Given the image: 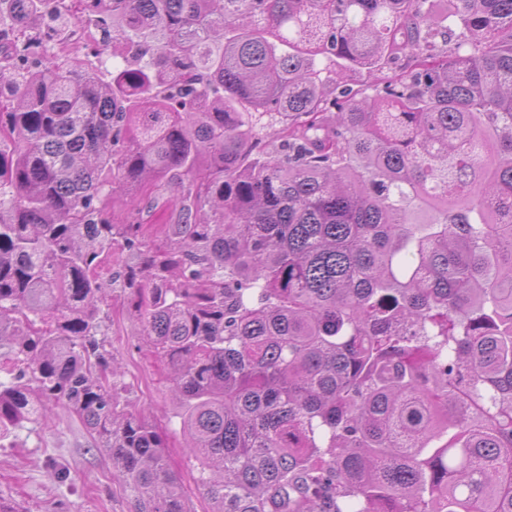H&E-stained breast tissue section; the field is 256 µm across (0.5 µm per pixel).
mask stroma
I'll list each match as a JSON object with an SVG mask.
<instances>
[{
	"label": "stroma",
	"mask_w": 512,
	"mask_h": 512,
	"mask_svg": "<svg viewBox=\"0 0 512 512\" xmlns=\"http://www.w3.org/2000/svg\"><path fill=\"white\" fill-rule=\"evenodd\" d=\"M130 289L112 290L110 319L101 337L105 356L118 361L125 387L123 397L144 413L165 438L171 468L190 488L192 512L206 502L194 487L198 460L185 448L179 409L172 397L167 364L142 344V326L131 310ZM67 471L58 480L56 469ZM21 502L24 512H130L131 502L112 475L106 452L91 448L82 422L65 408L48 421L15 430L0 443V503Z\"/></svg>",
	"instance_id": "stroma-1"
}]
</instances>
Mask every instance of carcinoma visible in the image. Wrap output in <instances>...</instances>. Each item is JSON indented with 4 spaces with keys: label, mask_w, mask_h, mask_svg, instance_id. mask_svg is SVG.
Masks as SVG:
<instances>
[{
    "label": "carcinoma",
    "mask_w": 512,
    "mask_h": 512,
    "mask_svg": "<svg viewBox=\"0 0 512 512\" xmlns=\"http://www.w3.org/2000/svg\"><path fill=\"white\" fill-rule=\"evenodd\" d=\"M0 98V441L60 405L191 512L99 352L131 252L206 512H512V0H0ZM91 26L93 28V24L89 23L85 19L80 23L71 24L66 32L61 36L56 37L53 51L59 54L60 56H73L74 54H78L80 57H85L88 54L89 59L93 62V64L97 67H100L102 74H100L105 79H110V75L112 74V55L110 53L106 56L102 57H94L88 50V45L84 42L83 38L79 35V30L81 27ZM100 60V61H99ZM140 214L134 212L133 219L141 222L140 224H173L176 219V213L171 207L162 206L151 209L148 204L141 203L139 206Z\"/></svg>",
    "instance_id": "carcinoma-1"
}]
</instances>
